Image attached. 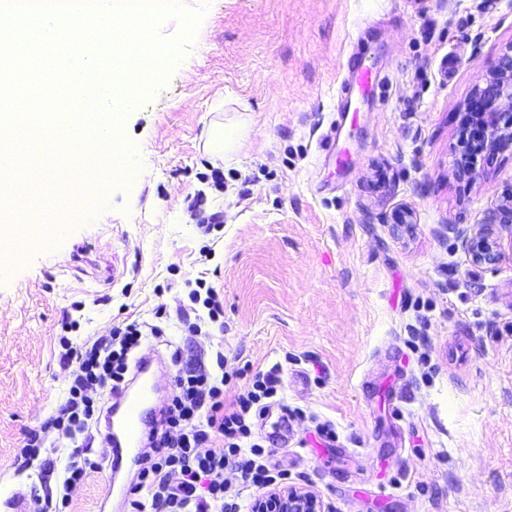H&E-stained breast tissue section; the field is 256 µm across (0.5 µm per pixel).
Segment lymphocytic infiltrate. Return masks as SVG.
I'll return each instance as SVG.
<instances>
[{
  "mask_svg": "<svg viewBox=\"0 0 512 512\" xmlns=\"http://www.w3.org/2000/svg\"><path fill=\"white\" fill-rule=\"evenodd\" d=\"M168 321L160 305L152 321H126L80 345L60 337V360L70 370L63 401L15 454L19 470H36L43 485L57 488L35 497L34 512H72L73 490L106 468L98 447L108 402L132 381L130 361L139 348L162 339ZM182 359L181 348H174V388L134 462L123 512H242V498L257 502L260 492L288 479L287 469L255 439V427L274 410L283 420L303 412L285 403L280 366L253 376L228 369L220 342L207 359L190 365ZM242 378L243 391L225 403V385Z\"/></svg>",
  "mask_w": 512,
  "mask_h": 512,
  "instance_id": "1",
  "label": "lymphocytic infiltrate"
}]
</instances>
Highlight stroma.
<instances>
[{"instance_id": "stroma-1", "label": "stroma", "mask_w": 512, "mask_h": 512, "mask_svg": "<svg viewBox=\"0 0 512 512\" xmlns=\"http://www.w3.org/2000/svg\"><path fill=\"white\" fill-rule=\"evenodd\" d=\"M179 2L195 40L125 119L143 179L84 191L52 251L25 237L0 274V501L32 485L14 454L60 403L63 321L81 343L203 278L229 364H282L307 413L258 430L292 485L330 512H512V232L490 268L457 236L512 187V143L455 174L512 0ZM350 59L373 86L345 101ZM214 123L247 127L231 160L206 149Z\"/></svg>"}]
</instances>
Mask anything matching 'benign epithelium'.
Wrapping results in <instances>:
<instances>
[{
  "label": "benign epithelium",
  "mask_w": 512,
  "mask_h": 512,
  "mask_svg": "<svg viewBox=\"0 0 512 512\" xmlns=\"http://www.w3.org/2000/svg\"><path fill=\"white\" fill-rule=\"evenodd\" d=\"M466 112L485 132L487 147L495 150L512 140V46L489 69L484 85L474 90ZM512 225V191L503 194L484 214L481 226L471 235L457 231L477 266H493L501 258L498 227ZM255 512H327L320 495L307 487L272 490L256 504Z\"/></svg>",
  "instance_id": "1"
}]
</instances>
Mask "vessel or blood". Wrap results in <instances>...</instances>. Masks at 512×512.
<instances>
[{"label":"vessel or blood","instance_id":"1","mask_svg":"<svg viewBox=\"0 0 512 512\" xmlns=\"http://www.w3.org/2000/svg\"><path fill=\"white\" fill-rule=\"evenodd\" d=\"M161 364L159 355L141 357L131 383L109 402L104 452L108 459V493L112 497L123 495L124 487L117 478L128 450L142 446L160 414L156 369Z\"/></svg>","mask_w":512,"mask_h":512}]
</instances>
